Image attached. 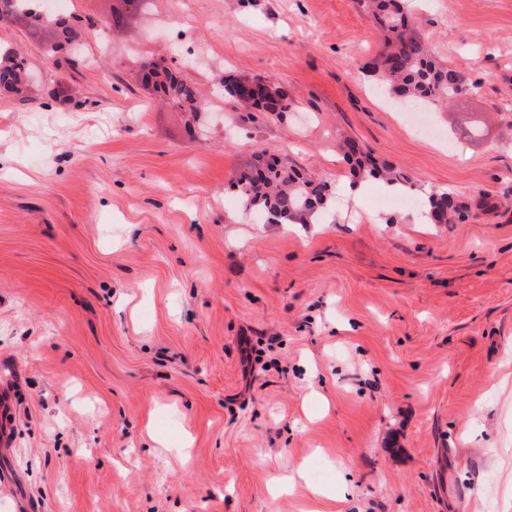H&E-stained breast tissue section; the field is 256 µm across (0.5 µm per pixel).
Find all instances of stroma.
<instances>
[{"label":"stroma","mask_w":512,"mask_h":512,"mask_svg":"<svg viewBox=\"0 0 512 512\" xmlns=\"http://www.w3.org/2000/svg\"><path fill=\"white\" fill-rule=\"evenodd\" d=\"M407 6L452 107L380 90L355 0H71L67 68L52 28L0 25L33 66L0 96V512H307L314 488L321 512H512V0ZM160 62L194 123L138 81ZM227 77L288 112L242 111ZM346 138L407 204L368 179L314 224L245 210L257 152L335 184ZM428 188L484 208L422 223ZM342 148L354 173L362 169L368 171L371 177L385 182H396L401 185L408 182V178L402 172L384 163L379 164L371 151L355 140H347Z\"/></svg>","instance_id":"stroma-1"}]
</instances>
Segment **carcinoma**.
<instances>
[{"label":"carcinoma","instance_id":"obj_1","mask_svg":"<svg viewBox=\"0 0 512 512\" xmlns=\"http://www.w3.org/2000/svg\"><path fill=\"white\" fill-rule=\"evenodd\" d=\"M370 12L384 32V44L373 65L379 85L389 94L408 98L416 105L438 106L450 102L461 91L457 74L436 60L432 41L426 39L410 24L401 0H358ZM56 28L61 47L75 53L80 31L67 21ZM10 64L0 67V91L19 94L28 85L29 63L21 56H9ZM224 95L247 108L263 112H286L290 108L288 94L277 90V96L239 94L240 80H224ZM153 88L162 100L189 113L200 110L194 89L185 82L178 70L161 68L155 72ZM352 170L386 182L401 185L408 178L395 168L380 164L364 145L348 140L342 145ZM237 188L246 209L263 212L271 224H286L291 220L309 219L324 208L330 199L329 180L305 176L276 160L259 153L250 170L242 174ZM429 212L435 224H459L477 218L473 210L462 204L451 192H432L428 197Z\"/></svg>","mask_w":512,"mask_h":512}]
</instances>
